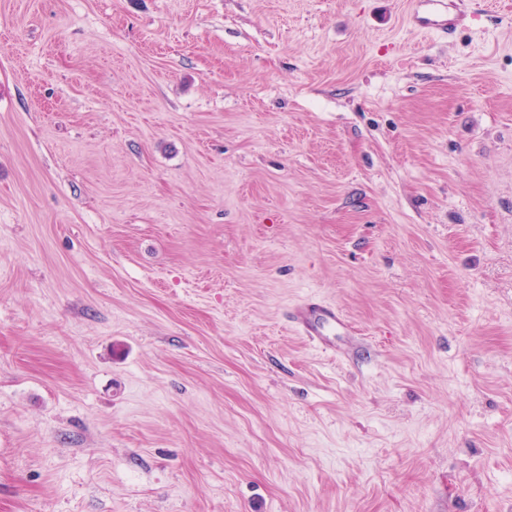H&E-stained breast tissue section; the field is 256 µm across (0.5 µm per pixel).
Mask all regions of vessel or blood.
<instances>
[{
	"label": "vessel or blood",
	"mask_w": 512,
	"mask_h": 512,
	"mask_svg": "<svg viewBox=\"0 0 512 512\" xmlns=\"http://www.w3.org/2000/svg\"><path fill=\"white\" fill-rule=\"evenodd\" d=\"M466 17L457 0H414L410 21L416 28L448 37L463 26ZM289 319L299 335L327 352H337V337L354 334L348 319L335 305L309 298L292 307Z\"/></svg>",
	"instance_id": "1"
}]
</instances>
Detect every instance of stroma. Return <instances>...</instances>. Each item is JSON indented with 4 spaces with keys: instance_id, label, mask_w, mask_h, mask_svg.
Returning a JSON list of instances; mask_svg holds the SVG:
<instances>
[{
    "instance_id": "obj_1",
    "label": "stroma",
    "mask_w": 512,
    "mask_h": 512,
    "mask_svg": "<svg viewBox=\"0 0 512 512\" xmlns=\"http://www.w3.org/2000/svg\"><path fill=\"white\" fill-rule=\"evenodd\" d=\"M409 2L0 0V512H512V0ZM458 3L454 0H414L410 21L416 28L437 31L442 37L448 38L470 16L458 7ZM289 319L299 335L326 352L338 353L336 336H354L353 327L335 305L313 299L294 305Z\"/></svg>"
}]
</instances>
